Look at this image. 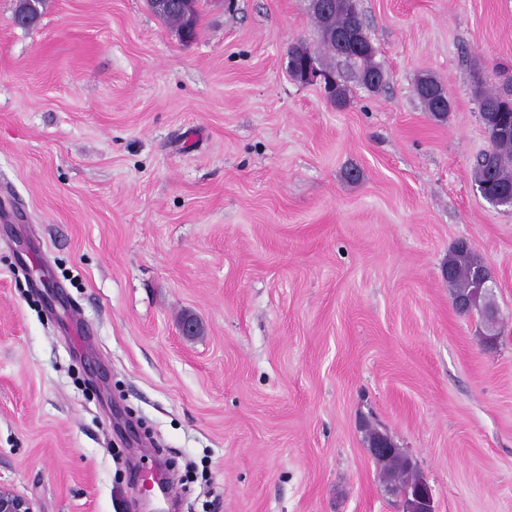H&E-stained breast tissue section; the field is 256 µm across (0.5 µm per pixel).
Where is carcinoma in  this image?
<instances>
[{"label":"carcinoma","mask_w":512,"mask_h":512,"mask_svg":"<svg viewBox=\"0 0 512 512\" xmlns=\"http://www.w3.org/2000/svg\"><path fill=\"white\" fill-rule=\"evenodd\" d=\"M336 8L328 21H323L316 10H311L317 29L321 50L336 57L358 64L357 78L368 90L379 89L386 81L382 66L375 61L376 48L365 31L359 0H335ZM201 11L195 8L193 18L189 19L174 9L160 16L171 27L189 26L198 30ZM443 84L430 74L418 76L415 83L417 96L425 109L435 119L445 120V114L451 107L443 109L439 115L435 109L434 97ZM479 112L482 113L483 126L491 146V156L481 155L474 167V182L481 196L512 200V95H502L489 89L482 80L474 87ZM483 260L475 251L460 245L453 248L448 256V268L452 276L448 278L451 296L457 297L473 293L475 277ZM385 483L400 489H412L418 475L410 473L401 465L383 471Z\"/></svg>","instance_id":"carcinoma-1"}]
</instances>
